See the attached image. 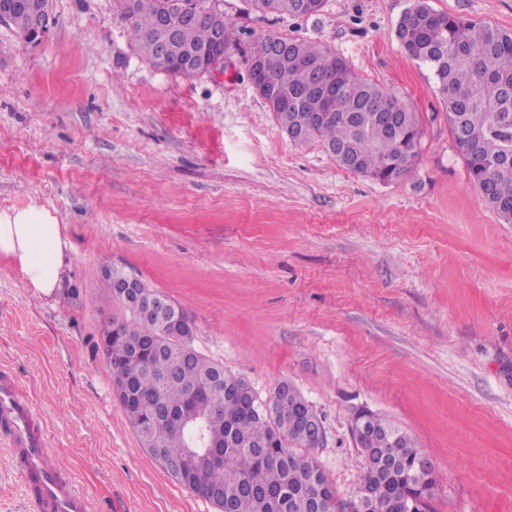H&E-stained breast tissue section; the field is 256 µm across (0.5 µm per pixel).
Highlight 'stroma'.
Here are the masks:
<instances>
[{
	"label": "stroma",
	"mask_w": 512,
	"mask_h": 512,
	"mask_svg": "<svg viewBox=\"0 0 512 512\" xmlns=\"http://www.w3.org/2000/svg\"><path fill=\"white\" fill-rule=\"evenodd\" d=\"M410 4L327 0L305 18L222 4L246 34L336 51L417 114V164L392 182L294 145L240 50L220 74L156 69L114 0H50L40 42L0 24V209L43 204L70 242L48 297L0 257V370L90 512H217L142 447L114 396L100 336L128 312L107 265L186 308L194 348L260 400L283 381L301 392L338 499L360 475L352 417L370 410L432 462L433 512H512V224L469 181L432 71L397 39ZM429 4L512 30V0ZM0 512H32L1 442Z\"/></svg>",
	"instance_id": "obj_1"
}]
</instances>
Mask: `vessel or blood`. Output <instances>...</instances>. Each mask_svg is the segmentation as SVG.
I'll use <instances>...</instances> for the list:
<instances>
[{
    "label": "vessel or blood",
    "instance_id": "obj_1",
    "mask_svg": "<svg viewBox=\"0 0 512 512\" xmlns=\"http://www.w3.org/2000/svg\"><path fill=\"white\" fill-rule=\"evenodd\" d=\"M0 432L8 436L15 466L31 488L34 512H88L86 499L75 493L51 464L47 431L22 396L12 373H0Z\"/></svg>",
    "mask_w": 512,
    "mask_h": 512
}]
</instances>
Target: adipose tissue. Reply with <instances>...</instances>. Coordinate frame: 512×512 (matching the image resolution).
<instances>
[{
	"instance_id": "1",
	"label": "adipose tissue",
	"mask_w": 512,
	"mask_h": 512,
	"mask_svg": "<svg viewBox=\"0 0 512 512\" xmlns=\"http://www.w3.org/2000/svg\"><path fill=\"white\" fill-rule=\"evenodd\" d=\"M67 228L48 207L32 203L0 210V257L11 260L24 287L51 295L63 286Z\"/></svg>"
}]
</instances>
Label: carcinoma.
<instances>
[{
	"mask_svg": "<svg viewBox=\"0 0 512 512\" xmlns=\"http://www.w3.org/2000/svg\"><path fill=\"white\" fill-rule=\"evenodd\" d=\"M131 39L142 56L156 64L160 20L176 23L165 71L183 73L181 60L210 48L215 32L227 50L242 32L224 20L213 0H115ZM253 10L294 18L321 12L326 0H249ZM196 11L190 23L178 19ZM406 53L427 65L448 109V128L466 164L470 182L486 204L512 223V30L437 13L425 0H412L397 26ZM248 63L259 66L257 92L282 130L297 128L302 145L320 141L336 162L382 182L409 174L419 157L421 129L415 113L396 96L355 74L336 52L311 42L268 34L251 43ZM322 74L329 88L321 104L310 102L311 74ZM100 344L114 385L130 387L135 402L122 407L139 439L155 406L186 409L208 420V430L224 440L220 455L200 465L183 466L189 436L173 421L151 428L160 452L152 457L183 487L210 501L217 512H346L371 493L368 512H406L407 505L434 495L435 469L422 466L414 440L372 412L361 453L357 489L350 500L336 490L313 450L320 440L304 428L319 418L300 391L280 383L266 401L248 382L224 371L197 352L193 336H176L147 312L112 322Z\"/></svg>",
	"mask_w": 512,
	"mask_h": 512,
	"instance_id": "cac0c4a2",
	"label": "carcinoma"
}]
</instances>
